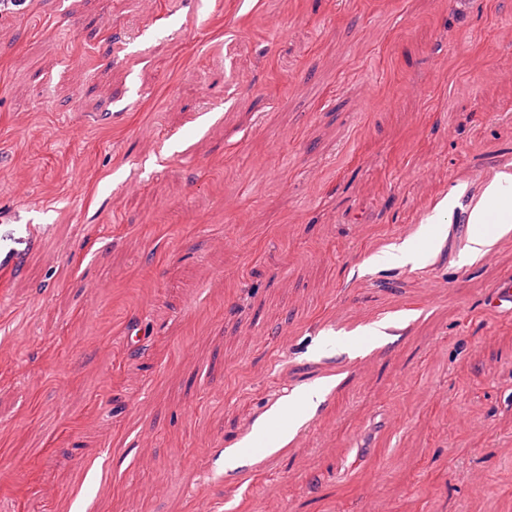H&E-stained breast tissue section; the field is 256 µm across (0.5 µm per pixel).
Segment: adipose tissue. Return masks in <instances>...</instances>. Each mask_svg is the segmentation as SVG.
<instances>
[{
  "mask_svg": "<svg viewBox=\"0 0 512 512\" xmlns=\"http://www.w3.org/2000/svg\"><path fill=\"white\" fill-rule=\"evenodd\" d=\"M494 219V230H486L487 219ZM470 222L472 230L463 248L465 257L477 258L481 247L495 243L501 237L512 234V174H496L484 187L480 196L473 202ZM436 248L433 240H425L423 246L402 242L387 246L375 254L373 263L394 266L425 265L433 260ZM337 377L308 387L290 397L276 407L273 419L281 420L282 426L274 441L275 448H283L291 443L306 420L307 411L319 402L329 387L337 384Z\"/></svg>",
  "mask_w": 512,
  "mask_h": 512,
  "instance_id": "adipose-tissue-1",
  "label": "adipose tissue"
}]
</instances>
